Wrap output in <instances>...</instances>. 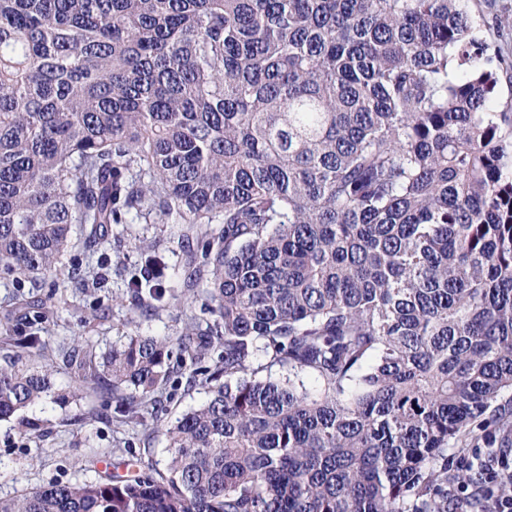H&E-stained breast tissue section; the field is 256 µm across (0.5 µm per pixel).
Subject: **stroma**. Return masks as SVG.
<instances>
[{"label": "stroma", "mask_w": 512, "mask_h": 512, "mask_svg": "<svg viewBox=\"0 0 512 512\" xmlns=\"http://www.w3.org/2000/svg\"><path fill=\"white\" fill-rule=\"evenodd\" d=\"M185 231L181 224H122L115 227L117 243L106 246V275L87 289L55 288L54 278H46L43 287L30 288L26 298L36 301L55 293L59 305L53 321L47 325L45 351L23 357L35 368L52 370L53 393L44 402L25 411V418L36 424L35 437L22 436L16 420L0 421V496L9 497L52 482L67 483L95 478V470L87 469L89 459L109 461L118 474H125L128 441L141 438L150 442L143 461L165 468L168 453L162 434H148L132 424L113 421L116 400L111 392L91 394L79 402H70L74 381L64 359L58 355L59 343H73L81 334V315L90 306L102 305L109 317L91 333L97 351L122 341L128 320H135L140 332L157 337H174L181 333L197 308L175 307L157 311H139L122 302L121 295L130 269L139 264L141 253L156 249L164 254V274L170 283H178L182 265L179 237ZM188 369L175 370L176 387H163L155 397L166 406L169 417H176L198 407L207 397L204 387L187 386Z\"/></svg>", "instance_id": "1"}]
</instances>
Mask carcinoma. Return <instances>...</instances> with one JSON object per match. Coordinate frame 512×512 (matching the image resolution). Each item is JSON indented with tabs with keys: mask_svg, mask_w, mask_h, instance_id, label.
I'll use <instances>...</instances> for the list:
<instances>
[{
	"mask_svg": "<svg viewBox=\"0 0 512 512\" xmlns=\"http://www.w3.org/2000/svg\"><path fill=\"white\" fill-rule=\"evenodd\" d=\"M465 0H0V277L85 287L71 237L188 224L183 287L144 255L123 298L196 316L68 352L168 462L0 497V512H448V458L512 435V58ZM29 303L0 333L44 347ZM267 363L254 366L258 356ZM208 398L154 405L174 365ZM277 366L287 376L259 378ZM48 374L0 367V421Z\"/></svg>",
	"mask_w": 512,
	"mask_h": 512,
	"instance_id": "obj_1",
	"label": "carcinoma"
}]
</instances>
